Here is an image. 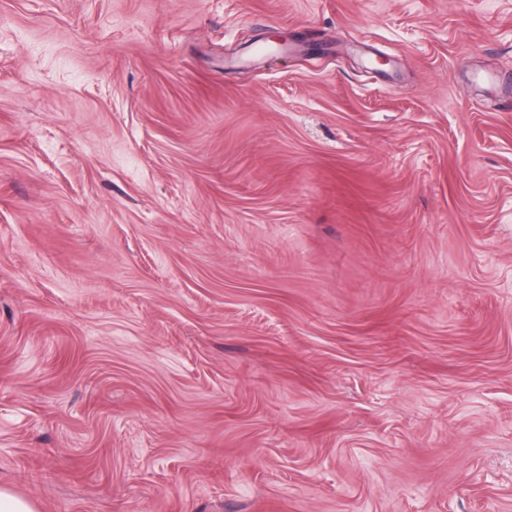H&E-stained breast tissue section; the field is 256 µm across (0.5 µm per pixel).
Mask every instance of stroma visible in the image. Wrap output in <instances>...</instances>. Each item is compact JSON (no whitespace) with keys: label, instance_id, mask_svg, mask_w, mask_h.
I'll return each mask as SVG.
<instances>
[{"label":"stroma","instance_id":"obj_1","mask_svg":"<svg viewBox=\"0 0 512 512\" xmlns=\"http://www.w3.org/2000/svg\"><path fill=\"white\" fill-rule=\"evenodd\" d=\"M0 489L512 512V0H0Z\"/></svg>","mask_w":512,"mask_h":512}]
</instances>
